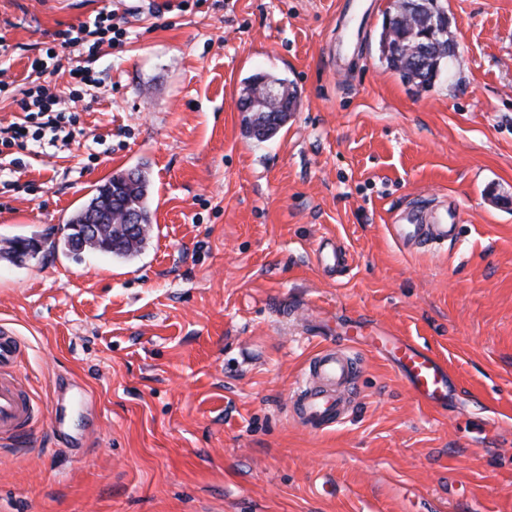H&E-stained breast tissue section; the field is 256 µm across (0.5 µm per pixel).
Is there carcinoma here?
I'll return each instance as SVG.
<instances>
[{"label":"carcinoma","mask_w":512,"mask_h":512,"mask_svg":"<svg viewBox=\"0 0 512 512\" xmlns=\"http://www.w3.org/2000/svg\"><path fill=\"white\" fill-rule=\"evenodd\" d=\"M412 39L411 31L405 25L390 29L384 26L379 36L382 58L407 83L414 82L415 74L400 55L398 44L402 41L410 42ZM267 87L288 90L285 80L269 74H256L248 80L240 102L242 111L252 113L246 123V131L258 141L273 138L296 104V96L292 93L278 106L270 108L258 104L257 92ZM148 190L149 179L140 169L113 175L96 189V193L83 207L69 217L64 225L66 233L59 245L70 253L74 252L70 247V237L78 234L77 228L93 218L101 225V234L97 245L88 244L85 249L122 258L137 255L143 248L153 220ZM126 211L137 213L140 224L143 225L142 231L137 234L128 233L122 223Z\"/></svg>","instance_id":"obj_1"}]
</instances>
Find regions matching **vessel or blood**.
I'll use <instances>...</instances> for the list:
<instances>
[{
    "instance_id": "1",
    "label": "vessel or blood",
    "mask_w": 512,
    "mask_h": 512,
    "mask_svg": "<svg viewBox=\"0 0 512 512\" xmlns=\"http://www.w3.org/2000/svg\"><path fill=\"white\" fill-rule=\"evenodd\" d=\"M389 231L402 247L421 251L439 248L458 234L454 208L434 204L408 206L399 211ZM321 271L331 275L346 265V255L335 243L320 242L316 249ZM369 346L390 360L405 376L417 398L430 406L448 402V368L405 339L385 333L368 337ZM22 346L13 330L0 328V437L26 439L35 416L31 399L23 390L15 369ZM310 379L294 394L291 413L303 426L322 431L343 420L346 394L352 391L358 366L346 352L327 349L309 364Z\"/></svg>"
}]
</instances>
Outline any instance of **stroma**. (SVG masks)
Masks as SVG:
<instances>
[{"instance_id":"35a3bbf8","label":"stroma","mask_w":512,"mask_h":512,"mask_svg":"<svg viewBox=\"0 0 512 512\" xmlns=\"http://www.w3.org/2000/svg\"><path fill=\"white\" fill-rule=\"evenodd\" d=\"M395 0H0L16 90L68 87L52 33L112 12L69 145L0 163V325L43 410L32 446L0 440V512H512V0H438L454 57L424 87L380 57ZM258 73L297 105L244 131ZM147 165L154 222L131 258L51 250L113 174ZM460 234L407 252L388 227L419 196ZM347 255L329 277L320 239ZM444 361L448 404L418 401L365 345L356 401L325 431L290 399L347 326ZM267 87H276L288 92L284 79L269 74H256L252 76L241 97L242 112H255L246 123L247 133L258 141L273 138L288 118V112H293L296 96L290 93L288 98L279 106H262L258 104L256 94Z\"/></svg>"}]
</instances>
